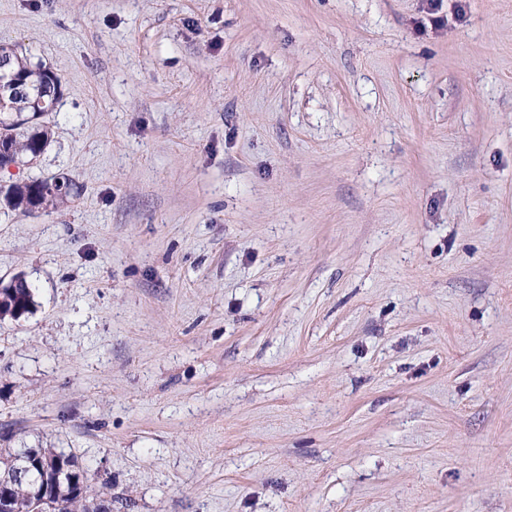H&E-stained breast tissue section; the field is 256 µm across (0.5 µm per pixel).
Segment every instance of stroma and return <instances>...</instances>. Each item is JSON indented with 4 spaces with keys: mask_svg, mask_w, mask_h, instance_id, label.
I'll list each match as a JSON object with an SVG mask.
<instances>
[{
    "mask_svg": "<svg viewBox=\"0 0 512 512\" xmlns=\"http://www.w3.org/2000/svg\"><path fill=\"white\" fill-rule=\"evenodd\" d=\"M58 73L0 184V448L112 512H512V0H0ZM76 184L68 176H52L24 183L0 185V201L12 210L30 212L41 210L67 200L74 194ZM2 287V283H1ZM0 287V315L18 319L35 306V288L26 279L13 288ZM24 450L40 454L43 457L64 456L67 458L62 463L66 467V471L61 472V467L58 469L50 467L44 473L37 472L36 474L40 477V481L55 489V496L50 499V504H46L42 512H89V506L93 505L95 501H98L99 504L108 509L100 512H112L111 492H98L95 497H90L87 494L88 472L80 466V462L75 455L58 450L57 448H27ZM67 471L85 473L84 481L86 486L82 494L77 492L70 476L66 474Z\"/></svg>",
    "mask_w": 512,
    "mask_h": 512,
    "instance_id": "1",
    "label": "stroma"
}]
</instances>
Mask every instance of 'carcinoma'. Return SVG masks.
<instances>
[{"label":"carcinoma","mask_w":512,"mask_h":512,"mask_svg":"<svg viewBox=\"0 0 512 512\" xmlns=\"http://www.w3.org/2000/svg\"><path fill=\"white\" fill-rule=\"evenodd\" d=\"M0 58L8 61L10 69L22 81L20 88L9 82L0 84V157L15 164L23 158L39 156L48 144V130H34L29 123L55 110L61 80L51 68L41 63L34 65L17 49L1 43ZM75 189L76 184L67 176L1 184L0 201L12 210L30 212L36 206L43 210L68 199ZM34 306L35 291L30 282L24 280L12 288H0V315L18 319L30 313ZM32 452L50 458L66 457L63 462L66 471L51 467L39 474L40 481L55 489V496L43 512H89V506L96 501L106 512H112V493L102 491L91 497L77 492L68 473L79 472L86 480L89 476L75 455L56 448H34Z\"/></svg>","instance_id":"carcinoma-1"}]
</instances>
